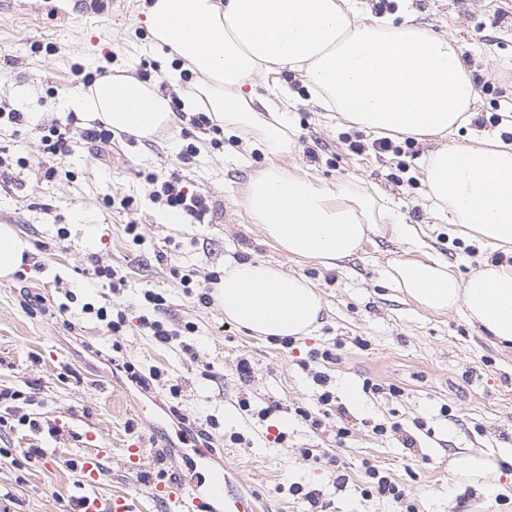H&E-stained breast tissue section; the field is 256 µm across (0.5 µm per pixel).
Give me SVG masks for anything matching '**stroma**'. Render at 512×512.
<instances>
[{
    "instance_id": "obj_1",
    "label": "stroma",
    "mask_w": 512,
    "mask_h": 512,
    "mask_svg": "<svg viewBox=\"0 0 512 512\" xmlns=\"http://www.w3.org/2000/svg\"><path fill=\"white\" fill-rule=\"evenodd\" d=\"M24 2L26 16L0 14V97L38 114L28 125L0 124V147L42 164L10 167L0 185V224L29 245L20 269L0 278V390L25 394L0 402L10 422L0 431V448L10 452L0 460V495H8L10 512H71L74 500L89 493L106 503L124 498L130 512H177L154 496L172 470L201 488L228 477L233 490L256 495L258 512H308L309 491L325 512H394L384 498L362 497L369 464L389 473L419 512H512V347L486 339L463 309L430 312L392 288L383 272L406 246L391 236L375 237L333 269L267 241L245 200L249 175L267 159L227 132L192 127L189 114L150 138L119 132L110 145L77 144L64 158L46 157L43 126L67 123L58 104L82 86L73 63L108 54L115 75L146 65L157 90L177 100L189 80L168 81L174 63L144 23L148 0H127L118 14L107 6L66 20L34 15L41 0ZM393 11L458 47L470 75L486 80L476 90L473 122L447 139L414 140L379 154L373 134L329 118L290 72L295 146L275 163L329 184L382 191L405 223L419 227L424 253L448 262L458 278L485 258L512 263L511 252L473 240L434 209L421 167L442 142L503 133L490 117L512 110V0H396ZM49 42L54 52L31 53V45ZM187 140L199 152L185 160L179 151ZM49 167L55 173L47 179L42 171ZM173 174L186 191L208 199L206 223H168L167 208L150 201L148 176L163 181ZM129 223L138 224L141 244L126 234ZM253 259L305 277L324 301L316 328L291 348L225 321L214 300L207 276ZM98 264L125 279L113 297L127 315L117 334L97 319L105 301L83 276ZM147 289L165 297L163 308L144 305ZM204 292L211 303L200 302ZM143 316L192 326L196 356L157 342L140 328ZM314 349L335 356L315 365L329 379L324 387L300 366ZM109 355L154 374L151 390L113 374ZM367 379L383 392L365 391ZM392 385L400 396L387 394ZM325 390L332 395L327 405L319 401ZM353 391L360 405L350 403ZM173 404L194 429L213 434L212 448L184 435L169 413ZM300 407L315 413L319 428L297 415ZM23 415L37 428L20 425ZM379 424L386 434H377ZM343 426L350 434L340 440ZM280 433L284 441L275 442ZM407 434L414 447H403ZM132 440L140 442L146 465L130 461ZM33 444L40 454L24 455ZM100 453L103 475L80 484L76 462ZM462 453L495 465L485 487L455 485L448 461ZM332 457L337 465H329Z\"/></svg>"
}]
</instances>
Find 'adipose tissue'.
Returning <instances> with one entry per match:
<instances>
[{
  "label": "adipose tissue",
  "mask_w": 512,
  "mask_h": 512,
  "mask_svg": "<svg viewBox=\"0 0 512 512\" xmlns=\"http://www.w3.org/2000/svg\"><path fill=\"white\" fill-rule=\"evenodd\" d=\"M356 0H151L146 22L182 70L196 77L183 109L205 111L272 163L253 173L245 200L255 223L289 255L332 266L360 251L382 228L419 248L377 193L330 187L274 165L294 145L286 113L294 98L281 74H299L322 106L360 129L424 140L452 133L472 117L474 87L461 52L410 19L358 22ZM267 78L257 95L254 76ZM61 111L92 114L112 129L148 138L174 126L170 101L131 76H104L65 97ZM426 196L481 241L512 245V144L484 140L438 149L424 170ZM387 281L434 312L463 308L470 323L512 343V264L481 261L467 280L430 256L398 258ZM225 317L273 338L310 333L322 301L305 278L252 260L225 265L217 284Z\"/></svg>",
  "instance_id": "obj_1"
}]
</instances>
